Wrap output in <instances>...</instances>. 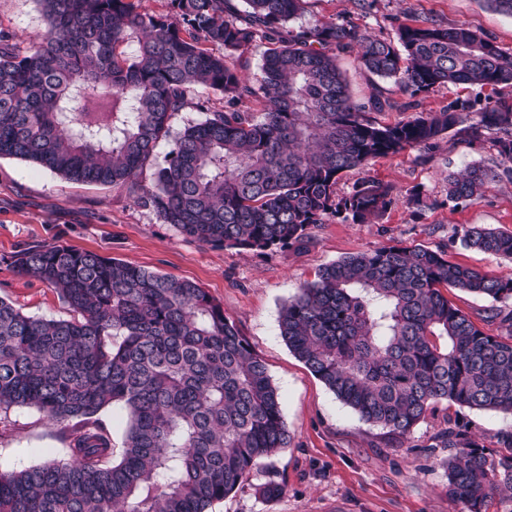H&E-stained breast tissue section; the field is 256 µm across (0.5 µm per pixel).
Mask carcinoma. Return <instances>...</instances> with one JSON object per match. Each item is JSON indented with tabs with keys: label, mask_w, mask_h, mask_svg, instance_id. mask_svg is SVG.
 <instances>
[{
	"label": "carcinoma",
	"mask_w": 512,
	"mask_h": 512,
	"mask_svg": "<svg viewBox=\"0 0 512 512\" xmlns=\"http://www.w3.org/2000/svg\"><path fill=\"white\" fill-rule=\"evenodd\" d=\"M36 0L46 31L26 48L0 31V158L65 179L121 186L181 235L210 246L273 250L341 217L369 223L402 195L345 171L408 148L433 150L453 130L487 141L498 166L448 175L450 202L512 178V99L459 98L381 125L445 85L512 86V52L465 24H402L396 40L358 24H286L304 0ZM265 44L252 81L231 59ZM408 100L351 98L339 57ZM221 96L222 105L210 94ZM188 107L205 119L172 132ZM162 160L155 151L160 142ZM461 243L512 259V234L482 224ZM19 274L53 288L69 319L34 318L0 298V417L32 408L64 426L66 457L0 473V512H209L265 459L288 447L280 396L262 360L197 284L93 252L43 245ZM512 302V277H490L421 246L390 245L322 267L280 311L289 350L360 419L407 438L433 406L512 415V342L481 331L440 288ZM127 415L112 447L103 411ZM509 453L494 460L456 421L436 446L448 498L484 512L512 492Z\"/></svg>",
	"instance_id": "cac0c4a2"
}]
</instances>
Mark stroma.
<instances>
[{
    "label": "stroma",
    "instance_id": "stroma-1",
    "mask_svg": "<svg viewBox=\"0 0 512 512\" xmlns=\"http://www.w3.org/2000/svg\"><path fill=\"white\" fill-rule=\"evenodd\" d=\"M351 20L381 38L401 24H467L506 50H512V17L484 0H305L298 24L314 18ZM0 28L27 45L44 33L35 0H0ZM353 98L365 102L382 94L401 99L394 80L364 73L355 54L339 59ZM512 88L441 87L423 107L437 111L457 98L480 101L511 98ZM489 143L450 134L437 148H409L375 161L368 169L343 174L336 191L349 192L365 176L400 191L421 188L439 199L434 208L416 210L396 202L369 224L334 218L312 227L303 246L274 250L212 247L185 239L151 210L134 204L120 187L65 180L30 163L0 158V298L35 318H66L70 312L46 284L18 274L22 249L45 244L87 250L158 273L188 280L220 303L225 316L265 363L276 387L290 434L287 448L264 460L242 488L216 502L211 512H467L449 499L444 464L449 449L435 436L449 420L467 424L490 458L503 454V433L512 415L461 408L441 402L404 440L361 420L340 403L298 360L282 340L278 321L283 304L322 266L382 246L420 245L445 252L448 259L496 277L512 276V261L464 248V226L484 224L512 233V179L491 183L476 201H446L449 174L472 165H493ZM449 303L469 314L488 335L504 330L491 312L497 304L455 288H445ZM61 427L47 424L33 409L11 412L0 425V472L64 458ZM283 484L284 493L263 498L266 482Z\"/></svg>",
    "mask_w": 512,
    "mask_h": 512
}]
</instances>
